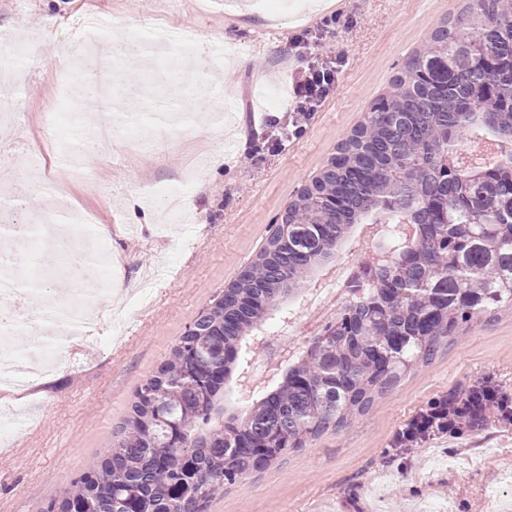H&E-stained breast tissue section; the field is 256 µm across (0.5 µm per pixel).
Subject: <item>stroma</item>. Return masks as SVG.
I'll return each mask as SVG.
<instances>
[{
	"label": "stroma",
	"instance_id": "35a3bbf8",
	"mask_svg": "<svg viewBox=\"0 0 512 512\" xmlns=\"http://www.w3.org/2000/svg\"><path fill=\"white\" fill-rule=\"evenodd\" d=\"M240 0H0V36L23 44L27 66L0 73L14 94L0 113L15 116L14 182L28 201L14 221L32 224L66 194L73 214L107 224L116 308L90 329L91 340L64 347L41 386H0V512H47L81 478L93 475L126 420L144 379L167 359L198 313L218 300L256 257L300 190L363 122L405 63L465 0H327L301 14L299 0H260V15ZM56 19L59 40L91 45L99 16L107 28L137 30L166 53L149 65L127 59L134 93L110 141L65 187L56 184L63 148L75 130L51 112H88L72 95L73 70L42 59L39 35ZM220 47L237 65L192 72L181 58ZM335 62L336 82L303 132L272 148L273 129L251 119L288 123L285 72L310 53ZM275 98L260 99V89ZM193 179L182 212L167 213L156 189ZM137 193L142 211L126 197ZM151 214L153 230L142 223ZM488 384L512 394V310L470 322L432 361L413 367L348 426L308 440L280 462L214 498L207 512H512V425L487 420L476 430L441 434L412 448L396 432L428 402L461 398Z\"/></svg>",
	"mask_w": 512,
	"mask_h": 512
}]
</instances>
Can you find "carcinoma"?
<instances>
[{
	"label": "carcinoma",
	"instance_id": "obj_1",
	"mask_svg": "<svg viewBox=\"0 0 512 512\" xmlns=\"http://www.w3.org/2000/svg\"><path fill=\"white\" fill-rule=\"evenodd\" d=\"M477 133L479 166L445 159ZM356 224H408L363 264L358 294L274 383L224 417L241 344L333 257ZM512 308V6L468 0L392 80L293 200L256 258L139 386L96 473L60 503L83 512H205L227 485L365 413L476 317Z\"/></svg>",
	"mask_w": 512,
	"mask_h": 512
}]
</instances>
